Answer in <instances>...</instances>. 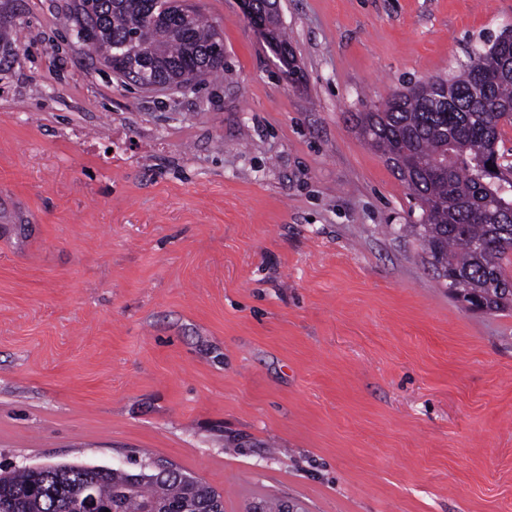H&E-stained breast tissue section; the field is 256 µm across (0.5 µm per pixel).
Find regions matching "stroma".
Returning a JSON list of instances; mask_svg holds the SVG:
<instances>
[{
	"mask_svg": "<svg viewBox=\"0 0 512 512\" xmlns=\"http://www.w3.org/2000/svg\"><path fill=\"white\" fill-rule=\"evenodd\" d=\"M224 69L125 85L71 0H0V463H170L305 512H512V312L465 309L353 116L512 0H240Z\"/></svg>",
	"mask_w": 512,
	"mask_h": 512,
	"instance_id": "1",
	"label": "stroma"
}]
</instances>
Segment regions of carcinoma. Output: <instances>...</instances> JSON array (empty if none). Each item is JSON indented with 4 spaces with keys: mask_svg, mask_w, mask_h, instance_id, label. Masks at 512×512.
<instances>
[{
    "mask_svg": "<svg viewBox=\"0 0 512 512\" xmlns=\"http://www.w3.org/2000/svg\"><path fill=\"white\" fill-rule=\"evenodd\" d=\"M70 20L96 36L92 55L132 84L150 68L178 85L224 69L219 31L203 9L180 0H73ZM276 47L288 46L278 15L267 17ZM512 125V32L495 38L449 78L415 84L358 117L359 133L406 184L421 210L415 231L448 290L467 308L512 310V154L500 149ZM85 484L112 512H224V495L177 470L0 464V512H70Z\"/></svg>",
    "mask_w": 512,
    "mask_h": 512,
    "instance_id": "cac0c4a2",
    "label": "carcinoma"
}]
</instances>
